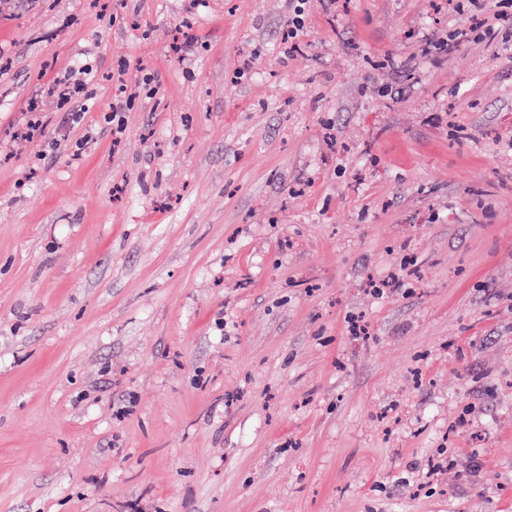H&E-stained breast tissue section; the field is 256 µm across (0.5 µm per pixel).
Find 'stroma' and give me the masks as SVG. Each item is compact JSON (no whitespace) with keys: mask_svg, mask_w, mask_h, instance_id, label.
<instances>
[{"mask_svg":"<svg viewBox=\"0 0 512 512\" xmlns=\"http://www.w3.org/2000/svg\"><path fill=\"white\" fill-rule=\"evenodd\" d=\"M307 8L0 0V512H512V46ZM306 2V0H293L291 4L292 13L288 17V28L282 37L283 49L286 54H288V50L292 51L298 48V42L307 29V15L304 6Z\"/></svg>","mask_w":512,"mask_h":512,"instance_id":"obj_1","label":"stroma"}]
</instances>
